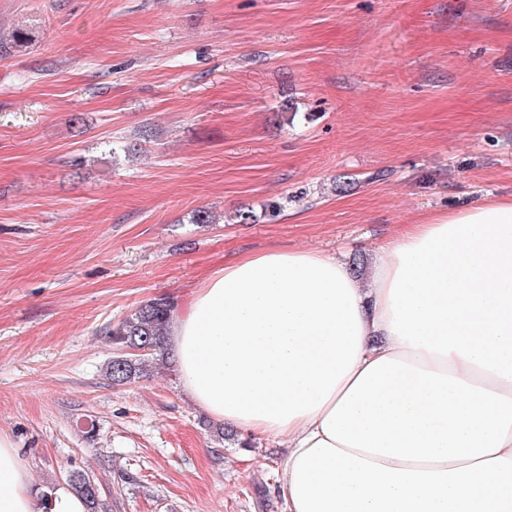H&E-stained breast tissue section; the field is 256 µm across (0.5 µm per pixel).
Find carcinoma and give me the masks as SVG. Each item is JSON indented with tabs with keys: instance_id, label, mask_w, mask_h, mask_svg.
I'll list each match as a JSON object with an SVG mask.
<instances>
[{
	"instance_id": "carcinoma-1",
	"label": "carcinoma",
	"mask_w": 512,
	"mask_h": 512,
	"mask_svg": "<svg viewBox=\"0 0 512 512\" xmlns=\"http://www.w3.org/2000/svg\"><path fill=\"white\" fill-rule=\"evenodd\" d=\"M175 298L157 297L139 305L134 312L112 328L110 336L118 353L108 361L106 376L114 385H127L147 372L150 361L166 351V327ZM139 348L144 353L135 357L126 350ZM66 481L86 502L87 512H103L100 484L82 471L66 475Z\"/></svg>"
}]
</instances>
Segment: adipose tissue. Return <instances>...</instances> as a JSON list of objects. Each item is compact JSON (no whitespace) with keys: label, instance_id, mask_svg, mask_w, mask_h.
<instances>
[{"label":"adipose tissue","instance_id":"obj_1","mask_svg":"<svg viewBox=\"0 0 512 512\" xmlns=\"http://www.w3.org/2000/svg\"><path fill=\"white\" fill-rule=\"evenodd\" d=\"M186 396L289 446L286 512H512V201L403 226L369 278L312 250L240 258L170 314ZM0 512L34 492L0 434Z\"/></svg>","mask_w":512,"mask_h":512}]
</instances>
